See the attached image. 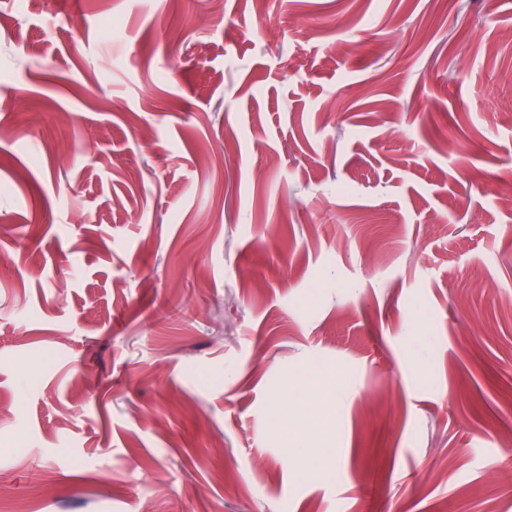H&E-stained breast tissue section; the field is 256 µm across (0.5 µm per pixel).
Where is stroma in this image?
Wrapping results in <instances>:
<instances>
[{
    "label": "stroma",
    "instance_id": "obj_1",
    "mask_svg": "<svg viewBox=\"0 0 512 512\" xmlns=\"http://www.w3.org/2000/svg\"><path fill=\"white\" fill-rule=\"evenodd\" d=\"M223 2L0 25V512H512V0ZM332 396L321 391L317 396L311 398L298 399L290 408L283 406L280 401H273L271 413L273 417L288 428V416L295 410H304L313 415L315 421H318L324 411L331 405Z\"/></svg>",
    "mask_w": 512,
    "mask_h": 512
}]
</instances>
